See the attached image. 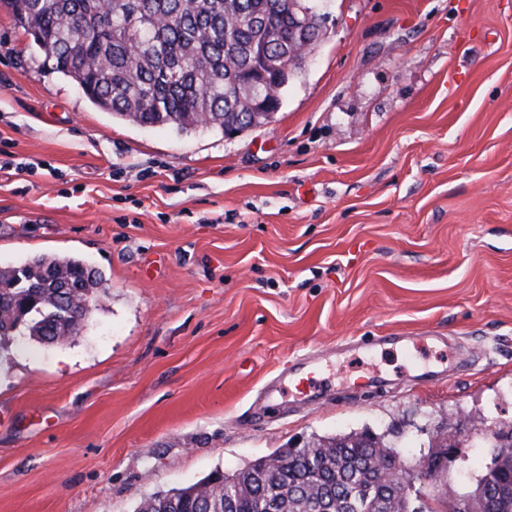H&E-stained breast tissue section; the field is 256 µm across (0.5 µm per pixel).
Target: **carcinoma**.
I'll list each match as a JSON object with an SVG mask.
<instances>
[{
	"mask_svg": "<svg viewBox=\"0 0 512 512\" xmlns=\"http://www.w3.org/2000/svg\"><path fill=\"white\" fill-rule=\"evenodd\" d=\"M39 32L35 43L68 77L79 72L90 100L112 116L184 131H224L237 115L281 108L303 57L288 55V25L308 0H15ZM102 274L75 257L40 255L0 269V337L62 345L98 299ZM24 314L15 327L18 314ZM397 447L363 432L319 437L260 457L231 474L215 471L157 493L137 512H406L395 495L411 475ZM476 478L471 512H512V455L498 475Z\"/></svg>",
	"mask_w": 512,
	"mask_h": 512,
	"instance_id": "1",
	"label": "carcinoma"
}]
</instances>
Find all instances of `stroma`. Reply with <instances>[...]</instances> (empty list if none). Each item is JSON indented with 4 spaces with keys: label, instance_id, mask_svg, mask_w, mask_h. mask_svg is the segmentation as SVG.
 <instances>
[{
    "label": "stroma",
    "instance_id": "1",
    "mask_svg": "<svg viewBox=\"0 0 512 512\" xmlns=\"http://www.w3.org/2000/svg\"><path fill=\"white\" fill-rule=\"evenodd\" d=\"M278 112L227 137L113 118L0 7V267L106 288L62 346L0 341V512H134L370 430L465 488L512 422V0H330ZM403 344L381 345L380 336ZM326 358L300 401L267 381ZM319 363V358L315 357L314 354H305L301 357H296L292 361V365H290L289 369L287 371H281L278 376L271 381L266 386V395L265 399L269 406H272L276 400V393L278 392V382H275V380L279 377L288 375V371L292 373L293 367L298 366V368L295 370L294 375L308 372V377L313 374V369L317 368V365Z\"/></svg>",
    "mask_w": 512,
    "mask_h": 512
}]
</instances>
